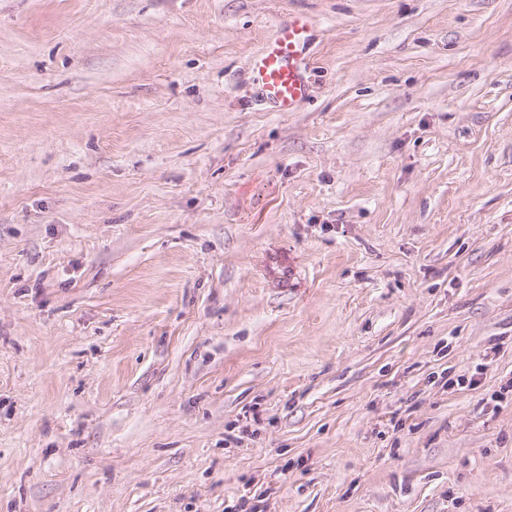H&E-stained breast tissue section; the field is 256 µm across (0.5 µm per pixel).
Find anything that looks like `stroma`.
<instances>
[{"mask_svg":"<svg viewBox=\"0 0 512 512\" xmlns=\"http://www.w3.org/2000/svg\"><path fill=\"white\" fill-rule=\"evenodd\" d=\"M0 512H512V0H0ZM310 24L298 16L281 27L252 60L260 101L279 112H292L308 96L299 63L310 41Z\"/></svg>","mask_w":512,"mask_h":512,"instance_id":"35a3bbf8","label":"stroma"}]
</instances>
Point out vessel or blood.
<instances>
[{
  "instance_id": "b4317fda",
  "label": "vessel or blood",
  "mask_w": 512,
  "mask_h": 512,
  "mask_svg": "<svg viewBox=\"0 0 512 512\" xmlns=\"http://www.w3.org/2000/svg\"><path fill=\"white\" fill-rule=\"evenodd\" d=\"M310 41V24L298 16L281 27L252 60L254 83L262 102L291 112L306 99L308 85L299 63Z\"/></svg>"
}]
</instances>
